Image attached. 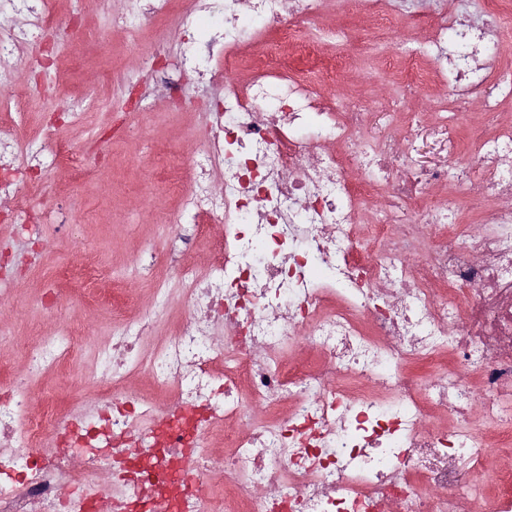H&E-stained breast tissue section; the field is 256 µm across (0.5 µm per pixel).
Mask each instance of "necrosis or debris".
<instances>
[{
	"label": "necrosis or debris",
	"instance_id": "1",
	"mask_svg": "<svg viewBox=\"0 0 512 512\" xmlns=\"http://www.w3.org/2000/svg\"><path fill=\"white\" fill-rule=\"evenodd\" d=\"M383 23L425 29L396 40L401 104L423 85L440 88L425 124L369 135V110L325 98L288 62L254 61L236 72L243 47L275 33L296 58L335 39L362 38L320 26L327 0H125L116 21L131 38L150 33L154 55L179 43L182 73L145 63L138 78L112 72L121 89L159 84L176 106L185 79L218 90L189 168L168 174L180 204L152 269L176 270L183 320L145 347L153 319L114 333L84 394L34 414L30 374L70 357L77 336L26 348L27 376L0 384V512H512V68L491 51L496 20L512 0H485L473 18L464 0H336ZM47 0H0V194L7 223L32 219L31 171L43 165L82 176L59 144L39 155L8 115L27 109L12 88L21 48L39 52ZM495 120L476 147L481 174L460 190L479 211L476 228L455 208L428 206L452 165L419 163L418 141L448 142L456 117ZM312 134H305L306 126ZM222 225L186 246L188 225ZM150 376L156 399L132 388ZM224 433L204 456L196 438ZM125 449L116 458L112 449ZM190 466L193 482L175 481ZM218 470L223 494H199ZM73 491L61 496L64 484Z\"/></svg>",
	"mask_w": 512,
	"mask_h": 512
}]
</instances>
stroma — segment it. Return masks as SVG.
<instances>
[{
  "label": "stroma",
  "instance_id": "stroma-1",
  "mask_svg": "<svg viewBox=\"0 0 512 512\" xmlns=\"http://www.w3.org/2000/svg\"><path fill=\"white\" fill-rule=\"evenodd\" d=\"M75 12L87 46L58 49L51 74L30 68L27 52H20L18 61L28 71L19 85L30 105L17 114L16 122L24 135L40 142L52 115L81 103L80 120L60 127L56 135L84 155L85 176L76 182L62 169L45 172L52 195L34 203L44 219V246L29 248L22 225L0 224V241L15 253L9 271L13 294L0 306V372L13 374L23 367L17 348L35 336L65 329L80 338L68 362L34 382L43 400L54 403L83 393V372L93 363L95 350L108 346L113 331L125 322L113 315L102 295L124 288L133 316L154 305V281L142 270L139 255L146 246L163 243L168 227L159 223L158 215L176 209L177 194L164 181V171L173 162L169 147L174 144L178 153L193 155L191 132L204 119L202 113L175 109L161 97L144 107L129 104L101 82V75L111 69L139 72L142 58L152 51L151 40L130 39L95 0H83L79 7L72 0H55L56 18ZM337 21L370 37L366 54L347 62L344 92L364 106L384 110L392 94L385 64L391 44L384 27L356 13L340 15ZM135 119L145 128L138 139L126 134ZM64 224L76 225L73 241L59 236ZM90 260L103 266L106 277L88 295L73 283ZM56 289L62 297L55 313L40 310L36 299Z\"/></svg>",
  "mask_w": 512,
  "mask_h": 512
}]
</instances>
